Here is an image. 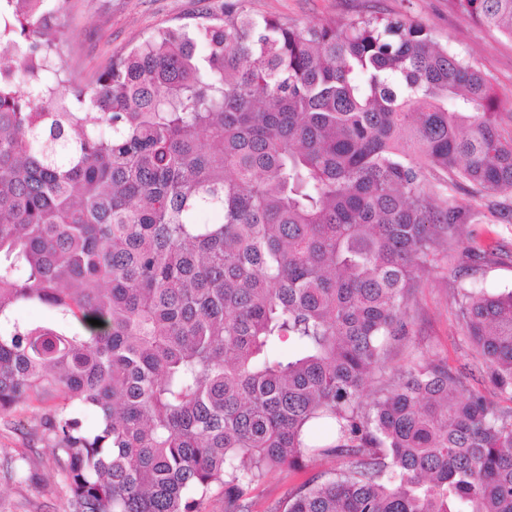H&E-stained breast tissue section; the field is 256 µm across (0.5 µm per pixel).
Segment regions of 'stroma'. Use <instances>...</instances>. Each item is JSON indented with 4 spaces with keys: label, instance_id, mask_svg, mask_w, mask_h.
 Listing matches in <instances>:
<instances>
[{
    "label": "stroma",
    "instance_id": "1",
    "mask_svg": "<svg viewBox=\"0 0 512 512\" xmlns=\"http://www.w3.org/2000/svg\"><path fill=\"white\" fill-rule=\"evenodd\" d=\"M223 0H69L57 42L59 58L73 81L90 83L112 59L154 36L160 29L195 22ZM255 13L305 26L325 20L348 22L361 17L400 15L428 26L450 53L475 64L487 77L503 107L512 106V38L481 26L454 9L450 0H247ZM485 218L464 225V235L484 250L481 259L437 257L409 301L412 336L389 346L396 367L424 355L446 360L461 375L462 393L478 392L502 410L512 401L490 383L487 368L468 345L458 318L457 291L466 286L488 293L512 290V190L485 194ZM44 407L31 403L16 413L0 415V512H68V495L57 476L51 448L32 426ZM31 471V481L15 474L18 464ZM326 462L283 470L251 493V512H272L290 489L325 470Z\"/></svg>",
    "mask_w": 512,
    "mask_h": 512
}]
</instances>
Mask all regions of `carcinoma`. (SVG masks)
Here are the masks:
<instances>
[{
	"label": "carcinoma",
	"instance_id": "obj_1",
	"mask_svg": "<svg viewBox=\"0 0 512 512\" xmlns=\"http://www.w3.org/2000/svg\"><path fill=\"white\" fill-rule=\"evenodd\" d=\"M66 2L0 0V414L47 405L69 512H200L216 486L250 512L307 459L334 466L275 512H512V411L385 361L439 230L480 256L478 209L432 196L512 189L483 72L401 16L226 0L55 82ZM451 2L512 38V0ZM458 295L512 401V291Z\"/></svg>",
	"mask_w": 512,
	"mask_h": 512
}]
</instances>
